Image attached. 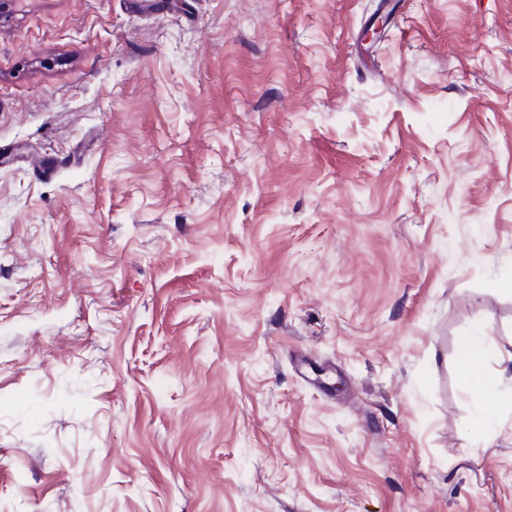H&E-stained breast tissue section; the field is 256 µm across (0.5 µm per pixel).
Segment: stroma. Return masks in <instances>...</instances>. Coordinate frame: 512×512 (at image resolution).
<instances>
[{"label":"stroma","instance_id":"stroma-1","mask_svg":"<svg viewBox=\"0 0 512 512\" xmlns=\"http://www.w3.org/2000/svg\"><path fill=\"white\" fill-rule=\"evenodd\" d=\"M510 276L512 0H0V512H512ZM489 341L484 329L472 326L462 331L455 343L453 363L476 398V418L465 432V439L472 444L483 441L494 428L491 411L500 399L499 389L508 370L501 366L512 362L511 356L492 367L486 353Z\"/></svg>","mask_w":512,"mask_h":512}]
</instances>
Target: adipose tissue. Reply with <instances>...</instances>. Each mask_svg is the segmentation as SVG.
Here are the masks:
<instances>
[{
    "mask_svg": "<svg viewBox=\"0 0 512 512\" xmlns=\"http://www.w3.org/2000/svg\"><path fill=\"white\" fill-rule=\"evenodd\" d=\"M488 344L486 332L478 326L462 331L455 343L453 363L476 399V418L465 433L471 443L484 440L492 431L491 413L500 399L506 374L504 367L491 366L486 353Z\"/></svg>",
    "mask_w": 512,
    "mask_h": 512,
    "instance_id": "ef3b65f1",
    "label": "adipose tissue"
}]
</instances>
